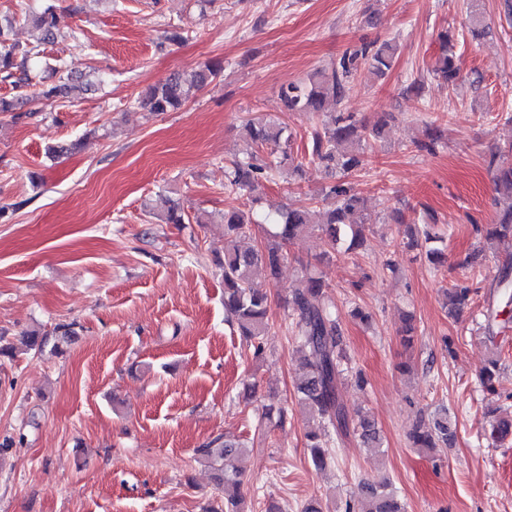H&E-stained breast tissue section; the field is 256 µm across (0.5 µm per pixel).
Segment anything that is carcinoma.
Masks as SVG:
<instances>
[{"mask_svg":"<svg viewBox=\"0 0 512 512\" xmlns=\"http://www.w3.org/2000/svg\"><path fill=\"white\" fill-rule=\"evenodd\" d=\"M23 22L37 29L42 39L49 42L59 32V16L54 6L48 5L38 12L24 14ZM9 28L0 24V79L13 85L18 91L15 98H0V112H14L17 101L35 98L56 100L69 95L71 85L61 82L45 87L33 82L29 74V52L9 42ZM468 31L473 38L487 35L490 26L481 10L471 12ZM441 56L436 60L433 72L448 85H455L459 78L454 63L453 36L440 33ZM397 53V45L391 41L370 48L364 46L340 57L329 69H317L305 81H290L282 85L278 96L285 112H305L313 119L329 109L330 120L314 127L311 156L328 171H340L344 175L361 168L364 164L363 142L366 126L358 123L353 115L337 110L345 84L361 69L376 78L386 75ZM222 66L208 63L189 75L174 74L166 82L149 89L140 105L150 112L163 113L180 108L186 101L216 78ZM245 131L252 145L276 151L288 146L291 134L288 127L276 120L248 121ZM494 183L498 193L499 212L495 223L488 225L489 239L512 240V142L492 154ZM272 168L260 157L251 153L236 160L228 171L230 185L240 190H251L259 177ZM331 200V208L320 212L318 229L324 235L331 251L355 252L365 246V221L362 198L353 182L338 179L325 188ZM224 223V259L220 267L224 277V310L230 321L237 324L241 335L256 342L268 335L270 284L279 275L285 255L283 246L313 229L312 211L306 207L290 208L275 215L259 217L254 208H231L221 215ZM257 224L275 227L266 231L267 242L263 249H244L241 241L252 235ZM443 237L431 231L429 224L414 228L408 233L404 247L408 250H425L427 259L440 263L445 259V249L425 248L431 242H441ZM265 272V283L256 281L258 270ZM499 305L488 306L483 313L486 321V339L491 345V355L482 368L480 382L487 389L495 388L500 373L501 351L495 328L505 329L512 323V269L505 267L496 278ZM471 289L455 286L444 292L448 311L460 314L470 301ZM296 321V341L300 354L301 376L297 384L298 403L314 428L306 434L310 460L317 468L327 464L328 449L355 431L363 443L375 452H381L382 436L376 423L366 413L357 415L354 427H349V412L338 398L339 385L352 379L362 387L366 380L354 370L344 344L342 329L327 285L317 274L308 272L293 292L290 302ZM75 324L56 327L53 348L63 351L75 336ZM489 437L501 446L512 442V414L499 415L491 425ZM454 438V428L448 417V408H436L431 418L419 420L409 433L412 447L429 453L448 446ZM211 464L213 479L224 488L228 512H238L239 470L238 459L244 448L232 439L217 437L197 449ZM345 512H402V507L392 489L389 478L362 483L361 496L354 504H346Z\"/></svg>","mask_w":512,"mask_h":512,"instance_id":"1","label":"carcinoma"}]
</instances>
